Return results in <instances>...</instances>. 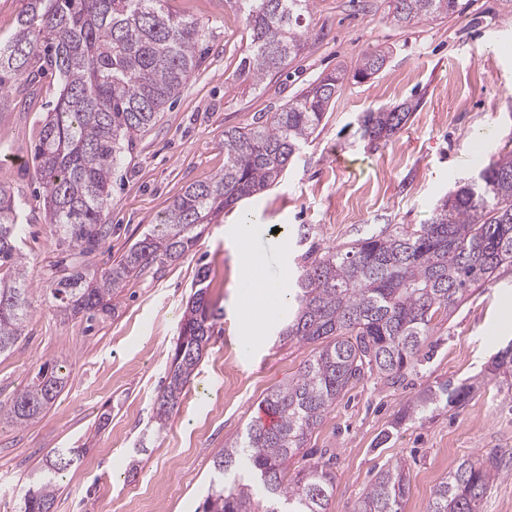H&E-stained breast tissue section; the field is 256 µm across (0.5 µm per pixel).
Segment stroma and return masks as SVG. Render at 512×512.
<instances>
[{
  "label": "stroma",
  "mask_w": 512,
  "mask_h": 512,
  "mask_svg": "<svg viewBox=\"0 0 512 512\" xmlns=\"http://www.w3.org/2000/svg\"><path fill=\"white\" fill-rule=\"evenodd\" d=\"M177 14L205 26L204 54L180 95L137 141L112 177L106 211L111 232L93 253L61 251L45 221L44 188L32 162L39 125L61 82L42 75L0 93V183L22 205L21 251L31 313L10 352L0 355V512H20L31 471L61 448L84 454L68 469L54 512H199L226 440L254 421L266 395L298 374L311 345L280 341L272 319L244 344L248 289L241 273L238 226L258 215L253 245L265 274L290 280L309 244L338 247L393 224L429 223L456 182L478 161L512 152V0H459L444 19L395 24L386 0H313L306 23L314 41L278 73H240L246 19L226 0H168ZM387 59L371 79L352 74L364 53ZM343 73L319 128L268 191L225 209L188 257L130 279L106 317L87 319L48 303L53 281L78 266L98 274L158 223L191 183L224 168V131L278 111L313 81ZM415 102L406 126L388 141L361 139L360 112ZM308 231L300 241L299 231ZM222 308L196 375L163 430L153 416L185 303L199 271ZM512 341V267L450 314H437L415 370L390 385L367 378L324 416L300 456L336 474L330 512H351L383 465L410 472L402 512H427L436 486L467 457L498 454L501 474L483 512H512V374H490ZM70 377L53 404L16 426L4 412L43 364ZM453 380L474 383L450 406L393 429L397 411L419 391ZM107 424H100L102 413Z\"/></svg>",
  "instance_id": "stroma-1"
}]
</instances>
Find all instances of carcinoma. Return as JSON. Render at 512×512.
Listing matches in <instances>:
<instances>
[{
  "instance_id": "obj_1",
  "label": "carcinoma",
  "mask_w": 512,
  "mask_h": 512,
  "mask_svg": "<svg viewBox=\"0 0 512 512\" xmlns=\"http://www.w3.org/2000/svg\"><path fill=\"white\" fill-rule=\"evenodd\" d=\"M167 0H26L12 37L0 44V92L13 79L32 84L49 69L62 81L40 124L34 163L46 188L45 209L57 244L94 251L109 235L104 212L112 169L156 122L199 66L204 24L166 8ZM248 23L244 72L262 79L287 65L308 43L301 29L311 0H228ZM458 0H388L398 24L443 19ZM385 54L364 55L354 77L367 79ZM342 75L309 84L279 111L253 126L224 130V170L188 185L160 222L94 281L79 268L53 283L48 300L91 316L113 310L111 299L146 269L186 258L205 225L224 209L276 186L288 163L318 135ZM413 111L404 102L360 113V137L388 140ZM21 209L0 184V354L21 338L30 315L29 283L19 248ZM512 265V154L480 168L476 180L456 186L429 223L373 233L340 248L309 246L288 296L296 310L278 331L281 340L317 343L298 375L274 388L264 407L276 423L252 422L213 461L201 512H328L336 474L320 461L294 473L288 459L306 445L324 414L353 385L373 375L393 384L414 367L436 314L450 313L472 289ZM208 273L198 275L186 302L155 423L163 428L214 334L223 309L208 299ZM512 370V342L492 362V373ZM62 367H41L13 397L7 417L34 421L66 386ZM472 386L447 380L410 400L401 425L425 412L458 405ZM79 458L64 448L45 460L42 475L21 494V512H51L58 479ZM495 455L466 458L439 483L428 512H482L499 475ZM410 489L405 465L382 468L352 512H401Z\"/></svg>"
}]
</instances>
